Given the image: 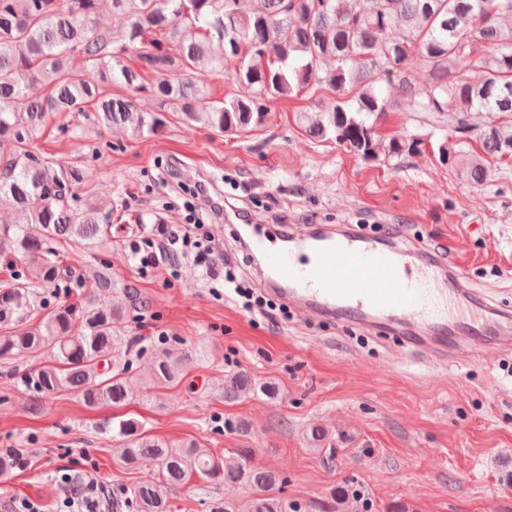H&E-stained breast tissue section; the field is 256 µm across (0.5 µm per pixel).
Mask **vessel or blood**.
I'll list each match as a JSON object with an SVG mask.
<instances>
[{
    "label": "vessel or blood",
    "instance_id": "obj_1",
    "mask_svg": "<svg viewBox=\"0 0 512 512\" xmlns=\"http://www.w3.org/2000/svg\"><path fill=\"white\" fill-rule=\"evenodd\" d=\"M281 242L250 230L261 284L306 320L338 319L395 334L434 366L459 356L512 352V307L471 286L452 252L389 225L378 235L349 226L289 224Z\"/></svg>",
    "mask_w": 512,
    "mask_h": 512
}]
</instances>
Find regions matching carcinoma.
Wrapping results in <instances>:
<instances>
[{
	"label": "carcinoma",
	"instance_id": "carcinoma-1",
	"mask_svg": "<svg viewBox=\"0 0 512 512\" xmlns=\"http://www.w3.org/2000/svg\"><path fill=\"white\" fill-rule=\"evenodd\" d=\"M98 2L0 0V209L22 216L0 224V258L28 269L0 284V323L32 319L31 288L72 278L56 256V241L93 248L108 240L112 198L81 197L82 168L33 150L56 113L92 112L98 128L121 125L133 139L163 132L168 112L186 126L235 134L262 125L274 99L325 90L320 111L300 114L305 132L366 162H389L420 155L425 144L417 135L376 137L395 104L393 89L433 129L448 131L444 117L454 122L463 137L443 141L439 156L467 181H486L487 158L512 157V0H248L246 9L241 0H111L119 20L111 30L99 25ZM76 53L84 60L80 69L71 65ZM414 57L427 70L424 84L408 77ZM230 65L236 89L215 100L195 73ZM474 69L483 72L481 80H470ZM114 85L125 93L112 94ZM142 91L159 100V111L136 107L133 95ZM471 139L481 154L466 150ZM136 296L131 289L114 300L87 295L77 306H62L23 333L0 336V359L48 348L53 361L23 379L37 396L75 391L90 408L124 405L133 397L128 365L116 363L114 353ZM189 362L187 354H157L158 384L179 382ZM257 388L276 392L238 371L225 380L224 393ZM113 430L125 443L120 462L147 463L157 473L127 490L135 512H168L173 488L194 478L255 491L245 509L219 501L214 512L288 510L273 495L280 476L252 467L249 448L226 459L195 442L147 437L133 418Z\"/></svg>",
	"mask_w": 512,
	"mask_h": 512
}]
</instances>
